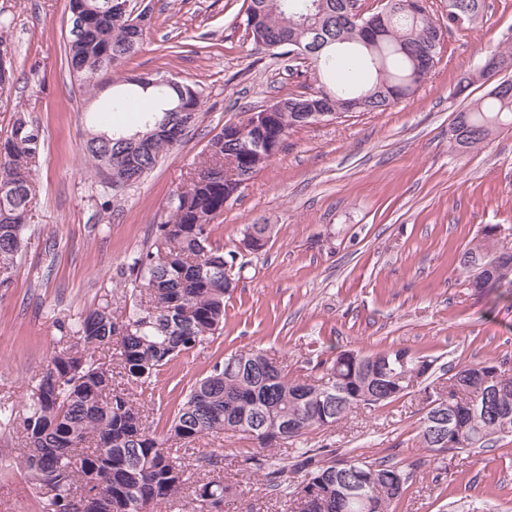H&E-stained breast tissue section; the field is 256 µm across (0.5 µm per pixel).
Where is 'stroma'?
<instances>
[{
	"label": "stroma",
	"mask_w": 512,
	"mask_h": 512,
	"mask_svg": "<svg viewBox=\"0 0 512 512\" xmlns=\"http://www.w3.org/2000/svg\"><path fill=\"white\" fill-rule=\"evenodd\" d=\"M244 0H131L151 23L127 74L158 73L198 84L197 125L140 183L104 207L103 188L83 153L92 106L72 86L64 56L65 0H0L16 55V80L0 93V130L24 112L44 147L36 197L10 287L0 288V403L23 407L45 372L62 328L108 303L123 310L130 288L116 271L169 219L209 139L290 93L316 90L298 60L276 56L244 27ZM512 52V0H486L470 29L446 33L441 59L416 93L382 112H353L290 131L278 154L214 221L213 245L234 250L244 268L225 299L224 330L210 344L163 367L141 395L163 428L190 385L231 353L262 349L289 377H320V361L343 350L372 354L405 347L433 359V375L397 402L360 409L335 427L262 449L228 434L194 443L186 500L215 475L239 494L224 512H290L292 498L270 486L266 462L288 467L289 486L306 472L303 452L329 450L368 462L423 456L427 398L463 366L491 361L512 374V282L471 288L458 256L484 228L512 250V129L461 153L448 142L456 88L490 52ZM268 224L259 252L244 231ZM18 439L0 421V512H44ZM512 512V433L422 468L395 512Z\"/></svg>",
	"instance_id": "obj_1"
}]
</instances>
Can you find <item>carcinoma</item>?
Listing matches in <instances>:
<instances>
[{"instance_id":"obj_1","label":"carcinoma","mask_w":512,"mask_h":512,"mask_svg":"<svg viewBox=\"0 0 512 512\" xmlns=\"http://www.w3.org/2000/svg\"><path fill=\"white\" fill-rule=\"evenodd\" d=\"M348 0H248L245 25L255 41L277 55L302 57L319 89L335 100L336 111L383 112L413 94L439 62L444 40L441 26L426 13L403 8L392 0L389 10L363 16L374 21L373 36L346 17ZM126 0H68L70 17L80 22L69 32L65 47L70 77L87 102L112 72L115 90L105 111L137 108L139 125L133 130L112 128L89 133L84 150L98 183L118 198L157 165L163 153L181 143V122L194 127L200 91L183 84V91L166 84H144L136 76L118 75L143 44L147 26L140 15L125 8ZM485 0H455L448 28H470L468 17L483 15ZM6 59L7 87L15 80L13 47L0 31V60ZM363 66L373 75L366 86L348 88L333 81L342 67ZM319 97L309 93L280 98L282 107L268 121L241 131L252 119L224 124L208 142L207 152L233 157L248 177L268 159L257 158L258 145L282 143L291 130L309 123L306 111ZM512 127V91H491L455 113L450 145L467 152L501 128ZM38 127L18 112L5 136H0V288L11 284L21 252L32 200L33 173L42 152ZM239 189L238 181L219 173L194 178L175 195L172 209L179 214L152 225L150 242L134 252L117 271L133 284L126 315L109 304L80 314L60 338L62 346L50 357L22 414L13 418L20 438L21 465L31 484L50 493L45 512H70L77 500L95 496L99 486L112 491V500L95 501L96 512H160L163 504L184 493L190 458L175 455L169 443L187 447L202 436L226 434L234 427L266 429L286 420L294 432L283 439L339 424L357 409L384 407L403 395L409 384L426 377L433 361L404 347L364 355L345 350L336 355L316 380L293 379L278 369L254 375L231 373L228 362H251L266 353L248 349L214 363L210 373L195 382L174 410L166 433L147 424L127 385L147 389L162 367L183 353L214 340L224 329V299L236 287L234 271H242L237 254L224 253L211 242L213 221ZM491 243V229L459 255L465 271ZM512 275V254L496 276H475L473 287L493 288ZM448 395L456 418L450 423L447 452L482 448L501 433L502 419L512 422V393L490 398L489 407L466 406L457 392L475 393L482 384L498 382L512 389V376L492 362L459 369ZM335 399L323 395L327 386ZM421 418L419 439L433 451L438 436ZM422 459L407 463H369L359 458L307 455L301 467L307 479L294 491L300 512H394ZM221 504L232 488L221 477L198 485Z\"/></svg>"}]
</instances>
